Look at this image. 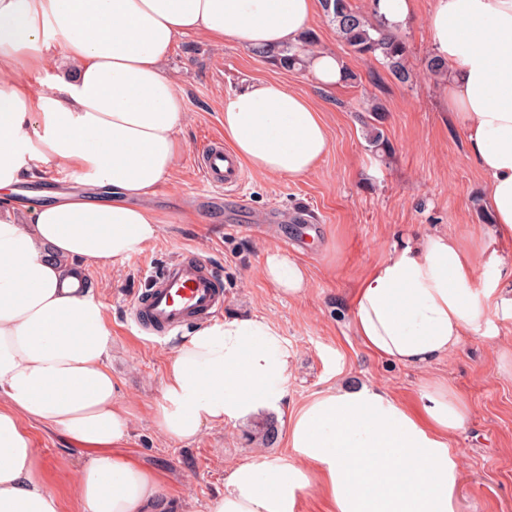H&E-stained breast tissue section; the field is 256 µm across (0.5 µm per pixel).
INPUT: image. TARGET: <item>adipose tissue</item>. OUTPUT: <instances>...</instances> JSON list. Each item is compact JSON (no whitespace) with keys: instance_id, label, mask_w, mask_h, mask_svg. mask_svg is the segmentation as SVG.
Wrapping results in <instances>:
<instances>
[{"instance_id":"1","label":"adipose tissue","mask_w":512,"mask_h":512,"mask_svg":"<svg viewBox=\"0 0 512 512\" xmlns=\"http://www.w3.org/2000/svg\"><path fill=\"white\" fill-rule=\"evenodd\" d=\"M318 0H0V512H61L25 421L94 455L76 470L79 512H170L159 474L123 454L132 414L107 362L103 306L68 265L102 268L141 250L161 219L144 200L183 150L187 112L165 71L178 36L277 50L300 44ZM448 64L445 96L488 182L498 237L512 239V0H435L428 17ZM42 75L32 89V75ZM235 158L263 176L301 178L330 147L308 97L277 81L224 102ZM59 173L111 192L64 195L19 223L9 199L23 180ZM477 277L446 234L408 240L357 283L350 327L375 356L424 368L464 337L512 320V268ZM267 281L289 297L308 285L298 262L267 252ZM290 353L255 318L215 320L177 344L153 407L159 431L192 442L204 430L274 407ZM471 417L441 384L402 404L385 391L329 388L288 421L294 462L236 465L210 512H295L310 488L330 512H458L461 467L449 441Z\"/></svg>"}]
</instances>
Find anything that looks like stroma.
I'll return each instance as SVG.
<instances>
[{"instance_id": "stroma-1", "label": "stroma", "mask_w": 512, "mask_h": 512, "mask_svg": "<svg viewBox=\"0 0 512 512\" xmlns=\"http://www.w3.org/2000/svg\"><path fill=\"white\" fill-rule=\"evenodd\" d=\"M432 3L415 0L414 16L400 32L412 72L406 83L376 59L351 52L321 14L312 26L319 47L336 50L357 76L333 90L321 88L307 70L284 69L229 41L217 48L198 34L176 39L166 68L180 83L189 120L178 133L183 152L173 175L147 200L165 219L161 233L108 271L83 274L105 309L112 377L133 414L124 451L158 470L175 512H208L239 463L264 456L292 461L288 419L329 386L372 385L408 402L432 382L460 391L472 410L466 428L450 441L463 471L460 512H512V320L494 319L493 337H466L452 355L424 369L377 358L348 326L358 278L412 236L457 237L474 247L481 274L492 258L512 260V240L487 231L486 180L442 96L446 79L425 69L434 53L427 28ZM258 81L282 82L315 101L324 113L330 150L297 180L246 170L238 195L213 202L197 158L208 142L224 139L225 99ZM373 105L383 110L385 153L365 139ZM287 238L303 243L294 258L305 267L308 286L298 298L283 295L261 273L266 252L283 251ZM185 251L223 270L225 317L268 321L292 355L279 407L207 430L190 443L162 437L153 419L180 337L145 331L131 309L149 270ZM268 416L278 429L275 443L249 444L247 433ZM26 427L49 463L76 466L89 457L57 431L31 421Z\"/></svg>"}]
</instances>
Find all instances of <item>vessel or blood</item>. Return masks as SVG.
I'll return each mask as SVG.
<instances>
[{
  "mask_svg": "<svg viewBox=\"0 0 512 512\" xmlns=\"http://www.w3.org/2000/svg\"><path fill=\"white\" fill-rule=\"evenodd\" d=\"M201 170L208 186L220 194L236 191L243 180L236 159L219 142L205 150ZM134 307V319L143 329L167 334L223 312L224 280L208 261L182 254L152 268L148 288Z\"/></svg>",
  "mask_w": 512,
  "mask_h": 512,
  "instance_id": "obj_1",
  "label": "vessel or blood"
}]
</instances>
